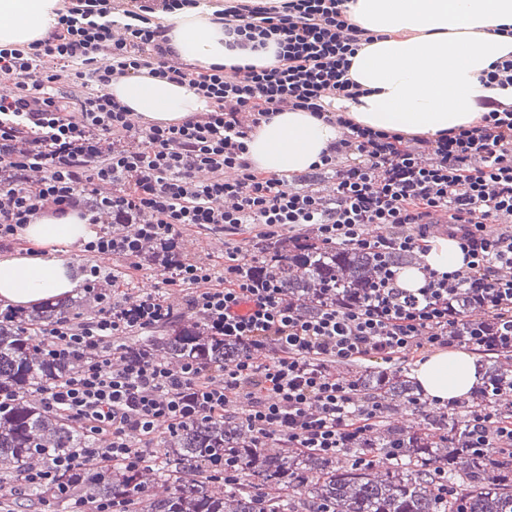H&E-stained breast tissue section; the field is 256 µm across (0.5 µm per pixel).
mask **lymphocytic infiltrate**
<instances>
[{
  "label": "lymphocytic infiltrate",
  "instance_id": "lymphocytic-infiltrate-1",
  "mask_svg": "<svg viewBox=\"0 0 512 512\" xmlns=\"http://www.w3.org/2000/svg\"><path fill=\"white\" fill-rule=\"evenodd\" d=\"M198 2L62 0L48 37L0 45V83L12 86L0 95V242L33 216L78 212L100 227L84 252L137 260L159 247L164 282L183 288L188 311L246 345L216 370L125 358L119 342L167 322L173 307L156 288L113 301L96 288L100 267H90L95 316H65L37 334L44 356L73 365L43 387L45 407L92 443L26 470L23 485L60 490L65 475L93 459L139 469L162 434L230 412L257 440L332 459L382 415L332 364L449 347L464 300L485 314L467 345H512V278L500 274L512 268V105L489 102L480 121L434 140L362 127L324 107L359 91L348 73L369 35L348 23L345 0H234L215 10L230 46L275 45L282 63L272 68L184 62L154 16ZM116 11L126 20L119 32L109 21ZM116 74L188 84L210 108L179 123H135L109 91ZM285 110L341 130L293 185L255 172L246 158L252 128ZM437 213L463 269L428 272L410 292L390 265L364 299L314 311L289 298L277 271L248 273L239 248L227 250L220 273L174 252L188 228L243 224L257 225L260 243L288 230L383 255L423 252ZM466 446L483 456L512 451V422L473 411Z\"/></svg>",
  "mask_w": 512,
  "mask_h": 512
}]
</instances>
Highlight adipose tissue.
I'll return each mask as SVG.
<instances>
[{
    "label": "adipose tissue",
    "mask_w": 512,
    "mask_h": 512,
    "mask_svg": "<svg viewBox=\"0 0 512 512\" xmlns=\"http://www.w3.org/2000/svg\"><path fill=\"white\" fill-rule=\"evenodd\" d=\"M59 0H0V44L23 46L51 29ZM349 23L372 37L351 60L349 76L362 90L358 100H326V109L343 110L361 126L435 139L475 123L490 101L512 103V92L487 84L483 76L500 57L512 54V0H348ZM167 35L182 59L214 64L278 65L275 46L250 52L232 48L222 25L201 7L167 18ZM110 93L148 123L173 124L206 111L208 104L188 84L146 75L116 76ZM340 129L302 111H284L253 128L248 160L264 174L292 177L307 172L322 151L336 142ZM95 234L78 214L43 215L21 231L33 253L0 254V303L36 306L72 295L82 276L66 248ZM455 240L434 239L420 265L404 268L399 284L415 290L424 272L464 267ZM413 376L435 403L468 396L482 383L467 352L436 353L420 362Z\"/></svg>",
    "instance_id": "1"
}]
</instances>
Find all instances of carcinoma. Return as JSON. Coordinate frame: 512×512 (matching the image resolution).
Returning <instances> with one entry per match:
<instances>
[{
	"label": "carcinoma",
	"instance_id": "obj_1",
	"mask_svg": "<svg viewBox=\"0 0 512 512\" xmlns=\"http://www.w3.org/2000/svg\"><path fill=\"white\" fill-rule=\"evenodd\" d=\"M281 285L308 310L332 300H356L374 286L381 261L350 246L273 241ZM67 304L48 303L31 314L0 311V389L17 397L0 407V466L15 477L39 459L89 444L72 421L36 400L70 365L51 362L40 351L31 326L61 317ZM245 345L216 336L194 320L164 336H146L125 355L150 354L171 364L195 359L219 367ZM487 381L495 391L446 411L416 405L411 377L385 367L348 369L361 392L378 400L386 419L370 427L350 447L370 456L354 466L346 458L326 460L285 442H257L234 419H197L174 436L159 438L155 459L130 471L119 464L87 463L65 479L68 493L56 500L91 506L102 499H125L131 512H512V465L475 457L464 447L470 407L494 419H512V348L485 349ZM413 413L407 426L389 416ZM234 458L238 481H224L217 463ZM448 478L456 494L444 499L438 480Z\"/></svg>",
	"mask_w": 512,
	"mask_h": 512
}]
</instances>
